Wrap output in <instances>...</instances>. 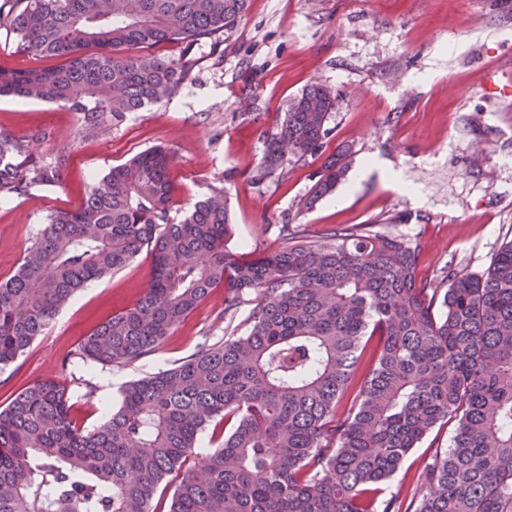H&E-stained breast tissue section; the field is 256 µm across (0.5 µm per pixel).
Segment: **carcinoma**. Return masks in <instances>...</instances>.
Returning a JSON list of instances; mask_svg holds the SVG:
<instances>
[{
	"label": "carcinoma",
	"instance_id": "cac0c4a2",
	"mask_svg": "<svg viewBox=\"0 0 512 512\" xmlns=\"http://www.w3.org/2000/svg\"><path fill=\"white\" fill-rule=\"evenodd\" d=\"M249 0H0V30L59 67L0 68V97L38 99L96 135L160 103L189 73L178 59L119 51L185 49L231 30ZM337 96L306 87L266 133L260 175L324 153ZM46 132L0 130V193L59 180L62 161L34 159ZM172 155L153 147L95 180L83 205L47 218L18 272L0 283V369L15 362L88 283L152 257L130 308L80 345L97 364L153 352L219 286L224 313L253 291L244 334L128 384L88 430L66 388L39 380L0 410V512H512V241L484 277L448 269L444 287L416 279L419 247L376 224L316 239L284 224L288 244L256 258L224 248V191L170 217ZM349 151L328 157L306 205L331 192ZM374 362L358 402L336 405L367 346ZM448 450L422 462L414 510L381 485L440 422ZM211 429L205 461L185 467Z\"/></svg>",
	"mask_w": 512,
	"mask_h": 512
}]
</instances>
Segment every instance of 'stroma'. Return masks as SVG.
Listing matches in <instances>:
<instances>
[{
	"instance_id": "35a3bbf8",
	"label": "stroma",
	"mask_w": 512,
	"mask_h": 512,
	"mask_svg": "<svg viewBox=\"0 0 512 512\" xmlns=\"http://www.w3.org/2000/svg\"><path fill=\"white\" fill-rule=\"evenodd\" d=\"M182 86L160 104L88 137L76 113L45 102L0 98V129L48 131L37 160L66 155L52 186L0 194V282L17 271L47 217L77 208L93 180L155 147L174 157L171 216L224 190L231 251L258 257L285 246L282 225L306 236L379 224L418 244L416 276L441 283L446 269L487 274L512 240V0H250L218 45L195 46ZM338 94L327 153L349 148L352 168L368 165L358 188L305 208L321 160L258 176L280 112L307 86ZM152 257L142 252L119 272L78 291L57 319L10 366L0 369V408L29 384L63 382L73 412L94 427L128 383L185 360L201 345L247 328L255 295L224 311V291L191 312L150 355L102 366L80 343L101 322L132 307ZM457 423H439L384 487L410 503L423 459L449 448Z\"/></svg>"
}]
</instances>
